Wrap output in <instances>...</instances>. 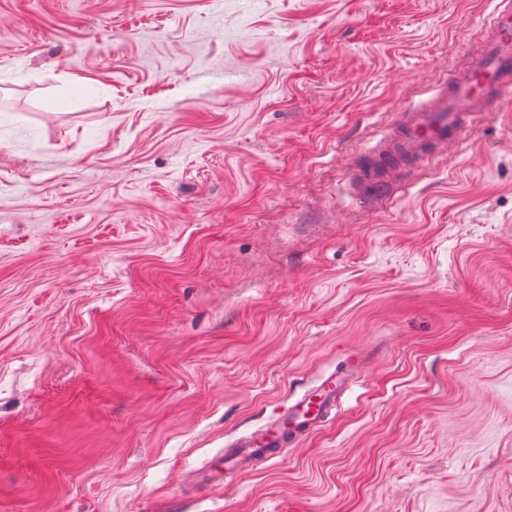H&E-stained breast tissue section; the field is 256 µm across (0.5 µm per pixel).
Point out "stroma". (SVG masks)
Masks as SVG:
<instances>
[{"label": "stroma", "instance_id": "obj_1", "mask_svg": "<svg viewBox=\"0 0 512 512\" xmlns=\"http://www.w3.org/2000/svg\"><path fill=\"white\" fill-rule=\"evenodd\" d=\"M492 2L0 0V512H512V101L351 186ZM344 364L340 373L322 377L307 389L270 426L240 438L235 445L237 451L226 457L224 465L212 468L205 480L225 486L237 474L251 470L256 462L274 458L275 449L282 448L289 438L304 436L324 423L336 409L342 393L361 372L363 357L358 353L349 354Z\"/></svg>", "mask_w": 512, "mask_h": 512}]
</instances>
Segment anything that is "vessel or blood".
Here are the masks:
<instances>
[{
    "instance_id": "b4317fda",
    "label": "vessel or blood",
    "mask_w": 512,
    "mask_h": 512,
    "mask_svg": "<svg viewBox=\"0 0 512 512\" xmlns=\"http://www.w3.org/2000/svg\"><path fill=\"white\" fill-rule=\"evenodd\" d=\"M512 98V0H496L480 36V46L466 57L463 72L449 74L426 102L401 113L388 136L365 154L354 173L357 195H385L387 175L402 168L417 170L447 154L475 121L498 111ZM360 354H349L341 372L321 378L288 405L265 429L240 438L236 452L211 469L210 483L227 484L259 461L275 457L286 440L304 436L326 421L342 393L362 370Z\"/></svg>"
}]
</instances>
